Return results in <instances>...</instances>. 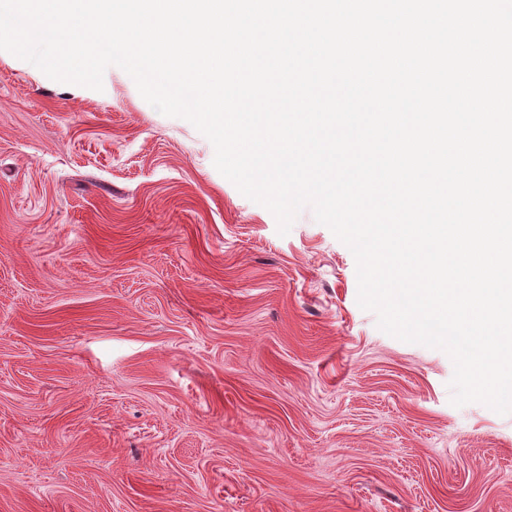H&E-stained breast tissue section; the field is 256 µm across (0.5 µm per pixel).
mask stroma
Returning <instances> with one entry per match:
<instances>
[{"label": "stroma", "instance_id": "1", "mask_svg": "<svg viewBox=\"0 0 512 512\" xmlns=\"http://www.w3.org/2000/svg\"><path fill=\"white\" fill-rule=\"evenodd\" d=\"M0 51V512H512V414L121 68Z\"/></svg>", "mask_w": 512, "mask_h": 512}]
</instances>
